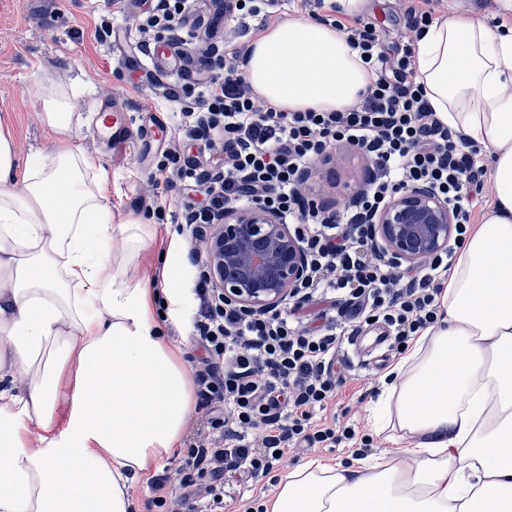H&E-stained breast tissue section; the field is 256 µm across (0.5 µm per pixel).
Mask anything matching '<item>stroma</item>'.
Returning <instances> with one entry per match:
<instances>
[{"instance_id": "obj_1", "label": "stroma", "mask_w": 512, "mask_h": 512, "mask_svg": "<svg viewBox=\"0 0 512 512\" xmlns=\"http://www.w3.org/2000/svg\"><path fill=\"white\" fill-rule=\"evenodd\" d=\"M427 4L433 16L452 12L478 14L495 22L500 0H371L359 17L375 26L387 53H394L406 31L409 4ZM148 6H120L118 0H0V117L11 126L19 162L50 150L54 133L43 123L37 89L43 78L75 88L72 100L82 119L75 140L82 150L99 155L112 183L113 212L138 217L157 227L161 242L182 239V211L198 200L186 183L167 180L168 159L152 134L154 112L164 113L167 131L181 144V159L204 158V142L183 137L180 115L201 111V87L196 68L182 65L155 46L156 31L145 24ZM121 106L138 141L120 146L92 135L95 110L101 101ZM368 160L345 144H337L329 161H317L305 192L324 208L339 209L351 194L366 185ZM331 413L337 425L354 427L369 441L368 454L387 459L399 455L403 442L398 431L377 429L371 408L380 394L383 371L348 362ZM351 450L323 448L290 450L267 476L234 479L224 494V505L212 512H245L261 487L276 489L293 468L318 459L348 463Z\"/></svg>"}]
</instances>
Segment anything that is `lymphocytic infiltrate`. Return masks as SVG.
Wrapping results in <instances>:
<instances>
[{
	"label": "lymphocytic infiltrate",
	"mask_w": 512,
	"mask_h": 512,
	"mask_svg": "<svg viewBox=\"0 0 512 512\" xmlns=\"http://www.w3.org/2000/svg\"><path fill=\"white\" fill-rule=\"evenodd\" d=\"M343 31L373 74L346 110L272 109L245 81L244 53L235 48L226 75L202 88L205 112L188 115L187 135L205 137L224 155L220 173L199 166L170 171L203 196L183 215L189 258L207 247L205 227L224 210L261 202L294 225L308 277L283 307L264 314L225 305L206 275L192 278L191 326L203 352L194 384L204 421L190 433L178 484L165 470L150 479L149 504L160 512H207L223 502L226 476L270 472L293 448L332 449L352 441L354 428L325 420L341 383L337 366L345 339L380 324L400 356L438 319L439 296L472 228L486 171L477 149L438 118L416 83L413 43L390 56L375 27ZM339 142L365 153L373 172L358 202L328 214L306 205L302 192L312 162L328 157ZM413 184L432 187L458 223L447 252L416 272L399 273L365 217ZM316 301L331 320L311 328L301 311Z\"/></svg>",
	"instance_id": "lymphocytic-infiltrate-1"
}]
</instances>
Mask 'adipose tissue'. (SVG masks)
Instances as JSON below:
<instances>
[{
    "instance_id": "1",
    "label": "adipose tissue",
    "mask_w": 512,
    "mask_h": 512,
    "mask_svg": "<svg viewBox=\"0 0 512 512\" xmlns=\"http://www.w3.org/2000/svg\"><path fill=\"white\" fill-rule=\"evenodd\" d=\"M415 73L441 121L487 155L495 197L441 292L442 324L377 404L378 426L412 445L399 462L297 467L265 512H512V22L437 18ZM244 76L283 112L345 110L373 79L341 30L294 16L251 40ZM39 97L57 135L40 159L19 164L0 123V512H131L130 479L176 447L193 407L192 371L156 316L162 296L176 315L181 291L113 263L115 237L137 258L150 227L113 213L102 158L74 144L67 90Z\"/></svg>"
}]
</instances>
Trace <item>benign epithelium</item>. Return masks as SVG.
<instances>
[{
	"mask_svg": "<svg viewBox=\"0 0 512 512\" xmlns=\"http://www.w3.org/2000/svg\"><path fill=\"white\" fill-rule=\"evenodd\" d=\"M371 224L382 254L403 271L447 250L456 219L445 200L419 184L392 195ZM204 263L224 302L259 313L282 305L307 276L295 234L260 203L224 211L209 228Z\"/></svg>",
	"mask_w": 512,
	"mask_h": 512,
	"instance_id": "7a95c632",
	"label": "benign epithelium"
}]
</instances>
